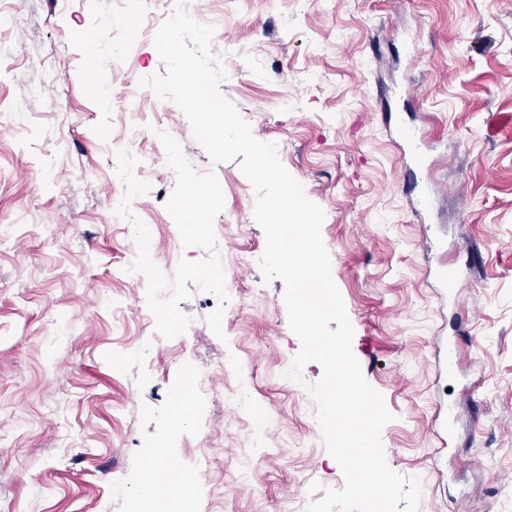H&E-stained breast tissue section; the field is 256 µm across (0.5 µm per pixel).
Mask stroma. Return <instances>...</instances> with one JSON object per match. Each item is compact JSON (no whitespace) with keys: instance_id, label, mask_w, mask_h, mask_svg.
Listing matches in <instances>:
<instances>
[{"instance_id":"obj_1","label":"stroma","mask_w":512,"mask_h":512,"mask_svg":"<svg viewBox=\"0 0 512 512\" xmlns=\"http://www.w3.org/2000/svg\"><path fill=\"white\" fill-rule=\"evenodd\" d=\"M214 26L222 93L278 145L325 219L352 349L394 421L388 465L418 478V512H512V0H187ZM133 0H0V512H130L146 449L168 446L194 512H291L341 489L300 349L238 161L212 163L176 104L142 87L164 72L165 7L129 29ZM96 48L77 37L95 21ZM165 130L217 177L214 221L234 282L193 289L165 339L130 272L116 153L136 142L130 203L165 275L183 249L166 209ZM429 196L428 210L417 201ZM454 267L464 286L449 297ZM222 310L223 336L207 318ZM195 364L208 392L179 410ZM269 424L257 432L255 415Z\"/></svg>"}]
</instances>
